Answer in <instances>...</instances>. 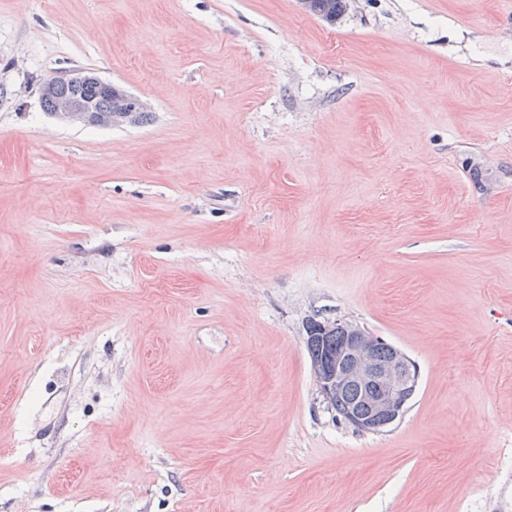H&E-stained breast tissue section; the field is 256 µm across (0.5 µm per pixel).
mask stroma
Here are the masks:
<instances>
[{
  "label": "stroma",
  "mask_w": 512,
  "mask_h": 512,
  "mask_svg": "<svg viewBox=\"0 0 512 512\" xmlns=\"http://www.w3.org/2000/svg\"><path fill=\"white\" fill-rule=\"evenodd\" d=\"M512 0H0V512H512ZM150 111L45 112L60 72ZM416 363L323 400L309 319ZM302 4L308 11L332 24L347 8L346 0H302ZM332 326L336 330L314 324L306 333L313 336L306 341L312 357H321L326 348L336 350L334 371L317 378L320 393L327 399L336 393L326 402L340 416L354 400L356 392L352 390L338 396L356 387L357 399L353 407L344 411V420L363 432L380 433L394 426L416 395L419 385L416 365L403 350L391 345H388L390 355L382 360L377 348L383 340L358 326L338 320ZM328 336V339L320 338Z\"/></svg>",
  "instance_id": "1"
}]
</instances>
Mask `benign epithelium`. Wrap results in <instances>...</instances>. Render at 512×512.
Returning a JSON list of instances; mask_svg holds the SVG:
<instances>
[{"instance_id":"obj_1","label":"benign epithelium","mask_w":512,"mask_h":512,"mask_svg":"<svg viewBox=\"0 0 512 512\" xmlns=\"http://www.w3.org/2000/svg\"><path fill=\"white\" fill-rule=\"evenodd\" d=\"M95 85L103 103L73 96H57L50 109L59 119L84 126H110L125 121L121 113L146 111L141 99L133 108H126L130 95L85 70H70L51 78L45 87L49 95L56 85ZM338 345L333 372L317 378L320 393L329 398L349 388H358L353 407L343 413L352 427L363 432L380 433L394 426L404 416L416 395L419 371L411 358L400 348L390 347V355L381 359L377 348L381 339L352 324L337 321Z\"/></svg>"}]
</instances>
